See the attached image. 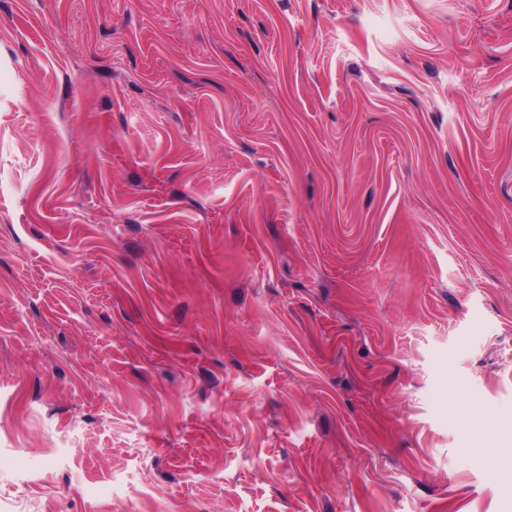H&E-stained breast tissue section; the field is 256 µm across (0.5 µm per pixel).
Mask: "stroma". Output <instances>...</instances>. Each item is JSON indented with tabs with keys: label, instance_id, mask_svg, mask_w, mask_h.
I'll list each match as a JSON object with an SVG mask.
<instances>
[{
	"label": "stroma",
	"instance_id": "35a3bbf8",
	"mask_svg": "<svg viewBox=\"0 0 512 512\" xmlns=\"http://www.w3.org/2000/svg\"><path fill=\"white\" fill-rule=\"evenodd\" d=\"M512 0H0V512H512Z\"/></svg>",
	"mask_w": 512,
	"mask_h": 512
}]
</instances>
